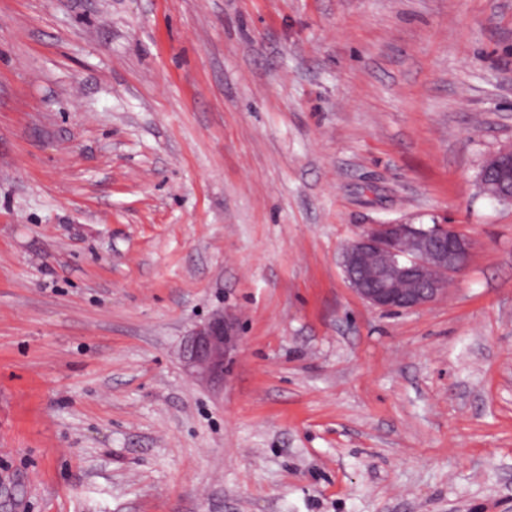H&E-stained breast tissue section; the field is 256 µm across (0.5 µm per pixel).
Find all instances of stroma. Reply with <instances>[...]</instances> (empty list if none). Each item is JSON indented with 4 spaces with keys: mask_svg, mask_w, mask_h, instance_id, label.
<instances>
[{
    "mask_svg": "<svg viewBox=\"0 0 512 512\" xmlns=\"http://www.w3.org/2000/svg\"><path fill=\"white\" fill-rule=\"evenodd\" d=\"M510 144L512 0H0V512H512ZM395 221L446 299L349 287ZM496 170L503 175V182L484 179V173ZM480 182L490 198L512 203V145L500 149L485 160ZM473 248V239L453 224H370L343 249L340 265L364 302L404 311L441 299ZM241 346L235 326L224 314L211 318L196 328L185 349V362L191 376L222 380L224 366L229 363Z\"/></svg>",
    "mask_w": 512,
    "mask_h": 512,
    "instance_id": "35a3bbf8",
    "label": "stroma"
}]
</instances>
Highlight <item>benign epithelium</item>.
<instances>
[{
	"label": "benign epithelium",
	"mask_w": 512,
	"mask_h": 512,
	"mask_svg": "<svg viewBox=\"0 0 512 512\" xmlns=\"http://www.w3.org/2000/svg\"><path fill=\"white\" fill-rule=\"evenodd\" d=\"M499 171L504 181L480 179L485 194L512 203V145L489 156L483 172ZM473 239L453 224L392 222L370 224L342 251L340 265L351 289L370 306L404 311L441 299L448 281L461 274ZM241 346L235 326L224 315L196 328L185 349L191 376L224 377V366Z\"/></svg>",
	"instance_id": "obj_1"
}]
</instances>
